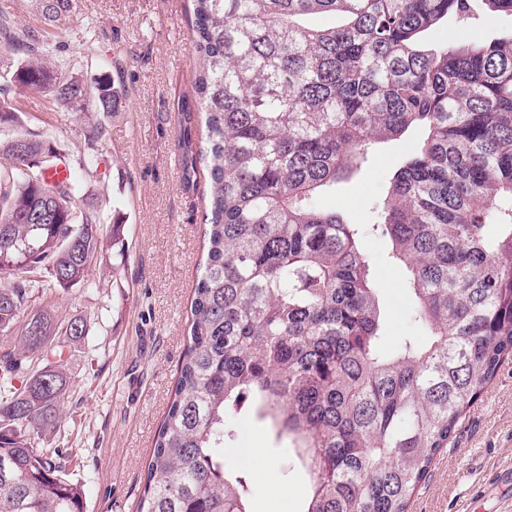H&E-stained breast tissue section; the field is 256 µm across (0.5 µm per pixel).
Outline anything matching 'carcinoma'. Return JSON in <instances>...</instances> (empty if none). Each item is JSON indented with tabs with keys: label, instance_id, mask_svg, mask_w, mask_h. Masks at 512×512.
<instances>
[{
	"label": "carcinoma",
	"instance_id": "obj_1",
	"mask_svg": "<svg viewBox=\"0 0 512 512\" xmlns=\"http://www.w3.org/2000/svg\"><path fill=\"white\" fill-rule=\"evenodd\" d=\"M42 27L0 8V512H84L71 454L37 451L60 426L65 349L89 342L32 297L88 284V256L125 258L124 225L84 181L88 157L23 124L11 93L70 112L118 111L122 85H88L56 40L77 0H29ZM512 0H192L204 148L184 139L182 175L208 173L201 276L167 415L136 512H250L245 469L224 467L232 418L287 441L307 477L302 512H407L467 409L512 357V33L430 47L424 35L474 5ZM315 15L334 23L319 27ZM426 136L395 171L372 231L408 273L428 333L393 350L359 228L316 195L369 147ZM64 166L69 176H49ZM85 234L90 255L67 248ZM39 316L36 345L26 320Z\"/></svg>",
	"mask_w": 512,
	"mask_h": 512
}]
</instances>
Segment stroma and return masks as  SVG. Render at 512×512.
Returning a JSON list of instances; mask_svg holds the SVG:
<instances>
[{
  "mask_svg": "<svg viewBox=\"0 0 512 512\" xmlns=\"http://www.w3.org/2000/svg\"><path fill=\"white\" fill-rule=\"evenodd\" d=\"M190 0H79L60 24L65 58L84 82L102 76L127 90L108 118L109 134L99 148L100 179L87 182L106 219L126 226L128 249L121 265L98 258L89 286L60 297L58 319L83 317L95 350H66L71 392L60 429L43 435L39 450L50 455L68 448L75 479L85 484L86 512H136L153 448L168 408L182 357L185 318L202 254L206 174L185 185L178 147L183 130L201 139L199 122L184 126L182 106L195 105L196 61L189 34ZM95 33L96 52L86 54L84 27ZM512 30V17L481 13L461 26L455 21L432 32L429 42L459 39L489 42ZM24 124L46 133L73 155H82L95 114L62 119L46 96L14 89ZM423 138L414 129L400 140L375 143L360 167L319 198L351 224L364 226L361 243L380 292L386 345L423 336L414 320V298L405 270L389 261L390 243L368 230L372 207L383 197L393 171ZM251 447L261 449L248 472L252 512H302L304 472L280 450L262 425L237 423ZM512 467V359L467 410L444 451L412 495L408 512H512V487L483 492L488 477Z\"/></svg>",
  "mask_w": 512,
  "mask_h": 512,
  "instance_id": "35a3bbf8",
  "label": "stroma"
}]
</instances>
